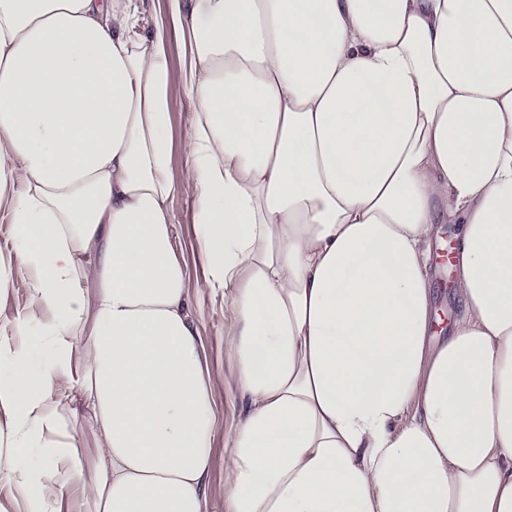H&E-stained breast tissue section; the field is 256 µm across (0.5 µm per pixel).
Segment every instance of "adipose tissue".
I'll return each instance as SVG.
<instances>
[{
  "label": "adipose tissue",
  "instance_id": "adipose-tissue-1",
  "mask_svg": "<svg viewBox=\"0 0 512 512\" xmlns=\"http://www.w3.org/2000/svg\"><path fill=\"white\" fill-rule=\"evenodd\" d=\"M140 2L0 0V304L30 293L0 326V512H208L181 193L224 303V512H512V0H167L148 36ZM450 219L464 311L431 348ZM182 33L171 28L168 34V60L171 74L170 112L174 148L171 158V174L176 181L184 177L185 161L181 148V135L193 116L191 99L181 83ZM29 302V293L22 280L16 281L14 288L2 307L3 317L13 318L18 310L24 309Z\"/></svg>",
  "mask_w": 512,
  "mask_h": 512
}]
</instances>
